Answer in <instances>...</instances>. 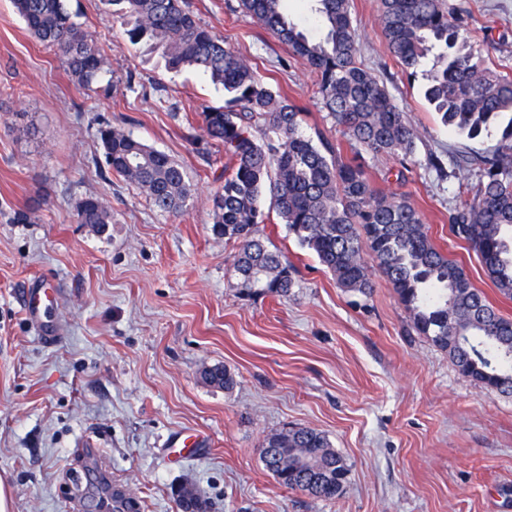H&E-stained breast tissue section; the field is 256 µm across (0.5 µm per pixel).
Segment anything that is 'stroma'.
<instances>
[{
	"mask_svg": "<svg viewBox=\"0 0 512 512\" xmlns=\"http://www.w3.org/2000/svg\"><path fill=\"white\" fill-rule=\"evenodd\" d=\"M445 2L467 16L476 54L512 75V0ZM183 5L302 107L305 134L344 143L310 71L238 0ZM67 7L108 59L88 90L0 0V480L11 512H105L93 460L75 456L87 439L142 512H176L182 485L210 512H512V395L477 383L419 335L381 275L367 294L338 288L277 214L260 234L295 267L296 287L284 299L235 287L237 247L211 231L213 171L224 157H203L186 137L205 108L223 106V88L131 43L111 0ZM351 16L359 60L419 132L406 163L367 154V172L381 191L409 197L435 245L512 319V299L449 231L512 114L475 139L448 131L423 97L434 59L406 78L382 37L378 0H351ZM103 119L185 167L196 191L181 213L157 212L118 176L100 175ZM433 155L443 171L429 166ZM399 167L404 183L384 181ZM86 195L105 201L111 224L76 222ZM34 279L61 290L53 344L21 308ZM215 364L231 372L232 389L200 380ZM294 426L325 433L345 456L341 497L287 489L266 469L263 439ZM183 430L199 435V448L174 463L164 442Z\"/></svg>",
	"mask_w": 512,
	"mask_h": 512,
	"instance_id": "1",
	"label": "stroma"
}]
</instances>
